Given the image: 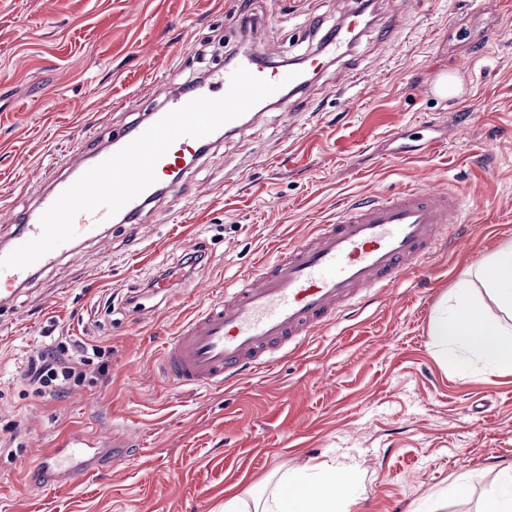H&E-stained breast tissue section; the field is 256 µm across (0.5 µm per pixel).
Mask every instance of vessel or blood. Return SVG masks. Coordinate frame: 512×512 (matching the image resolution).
<instances>
[{"mask_svg":"<svg viewBox=\"0 0 512 512\" xmlns=\"http://www.w3.org/2000/svg\"><path fill=\"white\" fill-rule=\"evenodd\" d=\"M361 24V13L355 10L328 32H321L314 19L308 21L306 30L320 34L324 49L341 59L350 55ZM239 67L272 82L285 81L286 86L266 97L264 104L254 105L244 116L224 124L223 130L229 134L256 120L263 106L280 104L286 94L312 84L321 61L310 59L308 69L289 81L284 71L267 66L257 56L242 54L221 79L171 86L165 110L179 109L199 97H222ZM209 142L206 136L178 138L156 164L157 185L177 187L186 158L197 156ZM64 190V185L53 186L41 195L35 212L23 214L16 244L40 234L42 215ZM463 214L462 200L450 191L414 184L349 204L334 222L314 225L306 237L281 247L273 261L225 289L223 297L204 303L177 335L164 343L163 376L177 387L196 390L220 388L244 375L268 370L284 354L300 349L320 328L336 325L342 313L363 304L371 292L424 269L447 225L461 223ZM112 220L103 207L79 213L74 221L75 239L31 266L0 269V303L13 301L35 271L73 256L78 241L99 239L101 226ZM108 444L106 438L75 430L43 451L39 466L44 473H53V461L63 450L85 455L92 463L106 453Z\"/></svg>","mask_w":512,"mask_h":512,"instance_id":"obj_1","label":"vessel or blood"}]
</instances>
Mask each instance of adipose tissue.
I'll return each instance as SVG.
<instances>
[{
	"label": "adipose tissue",
	"mask_w": 512,
	"mask_h": 512,
	"mask_svg": "<svg viewBox=\"0 0 512 512\" xmlns=\"http://www.w3.org/2000/svg\"><path fill=\"white\" fill-rule=\"evenodd\" d=\"M478 279L493 303L474 300L461 284L451 305L435 318L432 334L447 352L462 351L486 368L512 372V244L500 246L479 268ZM351 469L282 476L261 507L249 510L241 498L229 499L224 512H336V501L351 483Z\"/></svg>",
	"instance_id": "ef3b65f1"
}]
</instances>
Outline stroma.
Here are the masks:
<instances>
[{"label":"stroma","mask_w":512,"mask_h":512,"mask_svg":"<svg viewBox=\"0 0 512 512\" xmlns=\"http://www.w3.org/2000/svg\"><path fill=\"white\" fill-rule=\"evenodd\" d=\"M350 0H0V244L16 214L64 178L91 124L133 125L168 87L224 71L249 41L272 61L311 57L307 16L333 28ZM399 36L369 27L351 54L213 142L131 224L37 273L0 310V512H224L283 473L351 467L344 512H483L512 467V373L446 363L431 324L460 283L512 242V0H378ZM497 32L488 40V32ZM445 73L451 98L411 95ZM439 147L425 153L429 139ZM450 185L475 208L454 245L311 336L274 368L219 390L178 388L159 350L225 287L273 260L274 243L358 199ZM203 242L207 262L167 297L127 298ZM50 336L110 350L109 374L53 398L22 375ZM129 427L137 449L104 456L78 486L37 472L64 432ZM14 426L16 443L4 440Z\"/></svg>","instance_id":"stroma-1"}]
</instances>
